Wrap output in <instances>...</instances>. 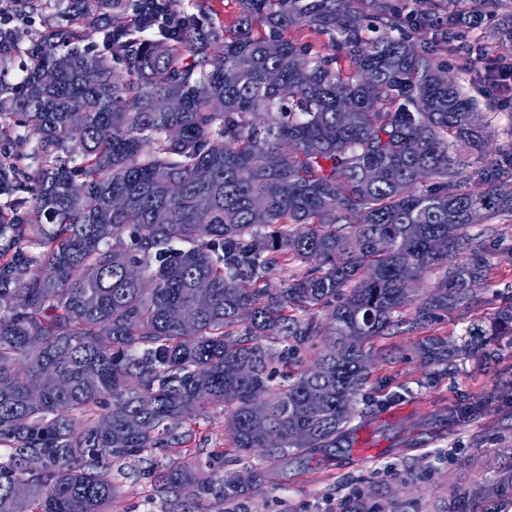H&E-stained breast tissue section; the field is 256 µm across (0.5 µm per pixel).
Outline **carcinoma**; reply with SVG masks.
<instances>
[{
	"instance_id": "cac0c4a2",
	"label": "carcinoma",
	"mask_w": 512,
	"mask_h": 512,
	"mask_svg": "<svg viewBox=\"0 0 512 512\" xmlns=\"http://www.w3.org/2000/svg\"><path fill=\"white\" fill-rule=\"evenodd\" d=\"M59 2L13 0L0 25V512H112V467L147 454L162 512L235 503L266 474L188 456L184 426L218 407L240 454L336 447L373 339L475 301L492 267L468 229L512 224V143L472 158L496 107L479 111L391 0H238L233 30L180 0ZM498 3L464 8L480 24ZM302 28L336 54L286 36ZM491 36L512 43L511 12ZM292 263L310 268L270 292ZM433 267L435 287L405 288ZM469 335L512 336V307ZM473 351L422 346L436 365ZM501 498L512 465L459 512Z\"/></svg>"
}]
</instances>
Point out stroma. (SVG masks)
I'll use <instances>...</instances> for the list:
<instances>
[{
	"label": "stroma",
	"instance_id": "obj_1",
	"mask_svg": "<svg viewBox=\"0 0 512 512\" xmlns=\"http://www.w3.org/2000/svg\"><path fill=\"white\" fill-rule=\"evenodd\" d=\"M492 19L463 29L470 50L468 67L448 56L463 92L478 103L494 100L497 134L482 158L491 161L512 142V89L490 81L487 56L512 59V45L488 46ZM490 280L475 285V304L444 315L417 333L377 337L375 363L360 391L355 414L339 447L314 454L310 464L270 462L259 455L242 458L224 413L215 408L194 426L187 449L207 457L226 452V467H262L273 477L249 490L236 512H448L458 489L491 480L512 461V338L485 336L466 358L434 366L420 352L426 338L449 344L465 340L474 325H488L502 307L512 305V224H499L489 242ZM483 402L475 417L463 418L471 403ZM151 460L114 467L118 487L112 512H161L153 496Z\"/></svg>",
	"mask_w": 512,
	"mask_h": 512
}]
</instances>
